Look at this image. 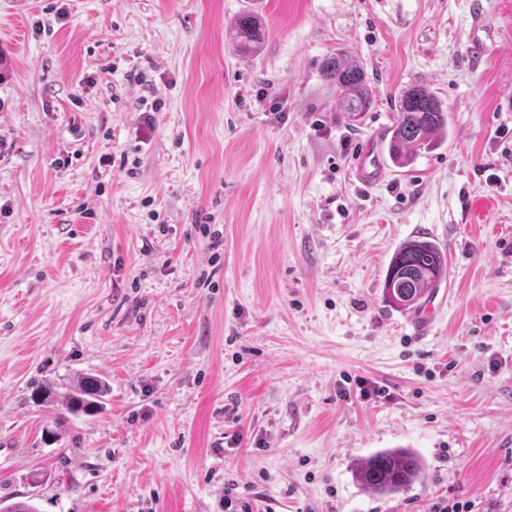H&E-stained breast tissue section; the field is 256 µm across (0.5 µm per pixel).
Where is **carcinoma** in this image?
Here are the masks:
<instances>
[{
  "mask_svg": "<svg viewBox=\"0 0 512 512\" xmlns=\"http://www.w3.org/2000/svg\"><path fill=\"white\" fill-rule=\"evenodd\" d=\"M235 49L242 54L258 51L266 29L257 13L246 10L233 19L228 29ZM323 78L336 89V107L350 121L359 120L372 105L363 68L340 54L328 56L322 66ZM448 113L437 97L420 85L405 89L398 102L397 118L387 137V155L392 166H412L420 152H432L448 140ZM447 257L439 245L425 236L403 242L389 264L384 300L397 309L416 305L427 290L447 273ZM108 394L104 379L86 376L59 396L60 412L93 415L101 410ZM424 473L421 458L412 450L392 448L359 459L353 477L363 488L389 496L404 491Z\"/></svg>",
  "mask_w": 512,
  "mask_h": 512,
  "instance_id": "cac0c4a2",
  "label": "carcinoma"
}]
</instances>
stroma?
I'll list each match as a JSON object with an SVG mask.
<instances>
[{"mask_svg": "<svg viewBox=\"0 0 512 512\" xmlns=\"http://www.w3.org/2000/svg\"><path fill=\"white\" fill-rule=\"evenodd\" d=\"M248 4L0 0V503L224 512L233 482L251 512H512V0H258L241 56ZM414 84L448 141L364 187ZM417 235L451 290L423 341L383 299ZM83 373L99 415L32 402ZM386 448L426 464L392 496L353 479ZM228 33L238 52L251 54L263 44L266 29L257 13L246 10L231 21ZM323 78L336 89V107L349 121L359 120L372 105L363 68L340 54L329 55L322 66ZM355 174L364 185L371 186L384 176V161L377 147L368 145L355 159Z\"/></svg>", "mask_w": 512, "mask_h": 512, "instance_id": "1", "label": "stroma"}]
</instances>
